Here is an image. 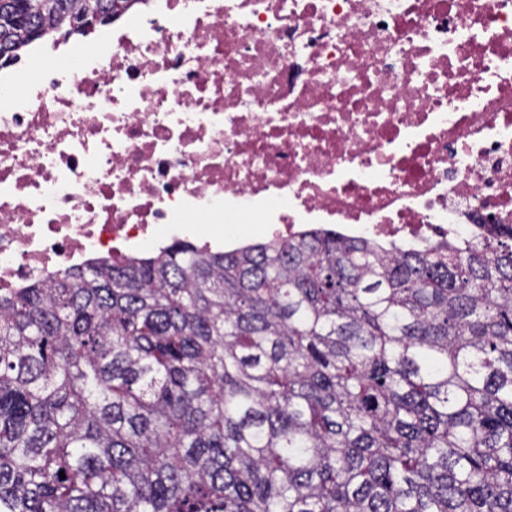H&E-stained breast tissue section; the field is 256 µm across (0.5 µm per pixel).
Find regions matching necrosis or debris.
<instances>
[{
    "label": "necrosis or debris",
    "mask_w": 512,
    "mask_h": 512,
    "mask_svg": "<svg viewBox=\"0 0 512 512\" xmlns=\"http://www.w3.org/2000/svg\"><path fill=\"white\" fill-rule=\"evenodd\" d=\"M0 84V292L210 225L378 244L512 228V0H145Z\"/></svg>",
    "instance_id": "1"
}]
</instances>
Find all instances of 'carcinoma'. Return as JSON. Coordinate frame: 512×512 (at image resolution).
<instances>
[{"instance_id": "obj_1", "label": "carcinoma", "mask_w": 512, "mask_h": 512, "mask_svg": "<svg viewBox=\"0 0 512 512\" xmlns=\"http://www.w3.org/2000/svg\"><path fill=\"white\" fill-rule=\"evenodd\" d=\"M118 2L0 0V61ZM0 512H512V233L177 240L0 295Z\"/></svg>"}]
</instances>
